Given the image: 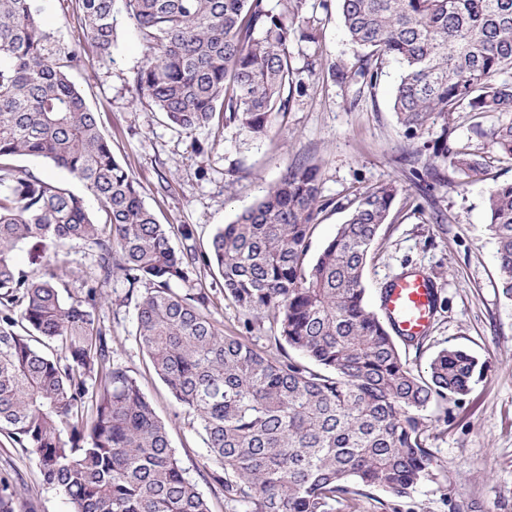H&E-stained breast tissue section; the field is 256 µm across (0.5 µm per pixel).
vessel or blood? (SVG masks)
Returning <instances> with one entry per match:
<instances>
[{
    "label": "vessel or blood",
    "instance_id": "b4317fda",
    "mask_svg": "<svg viewBox=\"0 0 512 512\" xmlns=\"http://www.w3.org/2000/svg\"><path fill=\"white\" fill-rule=\"evenodd\" d=\"M430 276L422 271L393 279L386 287L384 310L396 335L410 337L428 332L435 313Z\"/></svg>",
    "mask_w": 512,
    "mask_h": 512
}]
</instances>
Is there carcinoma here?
<instances>
[{
  "mask_svg": "<svg viewBox=\"0 0 512 512\" xmlns=\"http://www.w3.org/2000/svg\"><path fill=\"white\" fill-rule=\"evenodd\" d=\"M87 43L112 53L114 13L132 20L146 58L139 95L175 130L218 120L262 138L286 116L294 89L289 43L316 40L305 0H74ZM361 53L331 67L342 83L374 88L384 61L404 69L392 111L412 141L443 121L429 166L473 178L483 152L450 141L456 112L497 115L475 132L512 160V0H339ZM39 0H0V431L34 455L45 483L72 512H210L129 370L114 362L99 316L103 285L120 277L135 302L136 342L191 417L224 500L245 512H335L367 489L407 498L430 476L423 411L470 390L478 359L441 350L414 372L365 300L372 245L399 194L365 188L348 219L306 260L323 199L318 168L289 166L253 207L204 250L178 251L112 151L70 79L85 44L44 29ZM41 158L101 202L12 160ZM487 224L502 294L512 299V181L492 186ZM95 250L97 273L73 292L58 248ZM38 252L27 271L17 253ZM215 270L224 298L276 323L300 359L258 351L220 332L204 292L172 283ZM144 292L137 293L138 289Z\"/></svg>",
  "mask_w": 512,
  "mask_h": 512,
  "instance_id": "obj_1",
  "label": "carcinoma"
}]
</instances>
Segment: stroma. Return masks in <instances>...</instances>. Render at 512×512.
<instances>
[{
    "label": "stroma",
    "mask_w": 512,
    "mask_h": 512,
    "mask_svg": "<svg viewBox=\"0 0 512 512\" xmlns=\"http://www.w3.org/2000/svg\"><path fill=\"white\" fill-rule=\"evenodd\" d=\"M41 5L57 40L84 41L85 28L71 0H41ZM305 13L315 19L320 38L315 43L297 38L289 45L295 79L304 91L293 97L286 118L259 139L234 126L214 124L189 135L171 128L136 91L134 77L145 50L122 12L116 15L111 56L87 48L83 67L71 79L114 154L139 183L144 202L160 223L173 225L171 244L178 250L206 247L218 227L255 205L298 162L319 167L322 194L331 201L311 239L313 256L346 220L348 199L371 185H398L400 193L364 270L368 300L379 307L380 291L391 279L427 272L441 305L423 347L401 345L403 357L423 373L440 350L461 348L478 358L482 375L467 395L424 410L433 456L429 480L410 497L373 491L336 512H383L387 504L399 512H453L457 504L475 512H512V300L498 286L496 246L486 230L488 191L512 180V161L496 158L491 145L475 136L476 116L458 112L450 122L453 137L489 156L486 172L459 187L448 168L426 170L417 151L434 141L441 126L431 124L412 143L414 152H407L410 143L391 110L401 65L386 60L372 89L338 82L332 64L352 61L358 48L345 33L337 2L307 0ZM183 224L193 227L192 239L180 235ZM174 288L180 294L206 292L215 326L226 333L241 331L245 316L224 299L218 273L197 271ZM126 292L122 280H112L99 311L114 358L128 367L165 423L172 448L211 512H235L206 473L207 451L184 408L136 342V309L125 303ZM0 475L13 479V512H71L66 498L44 482L34 456L1 434Z\"/></svg>",
    "instance_id": "stroma-1"
}]
</instances>
